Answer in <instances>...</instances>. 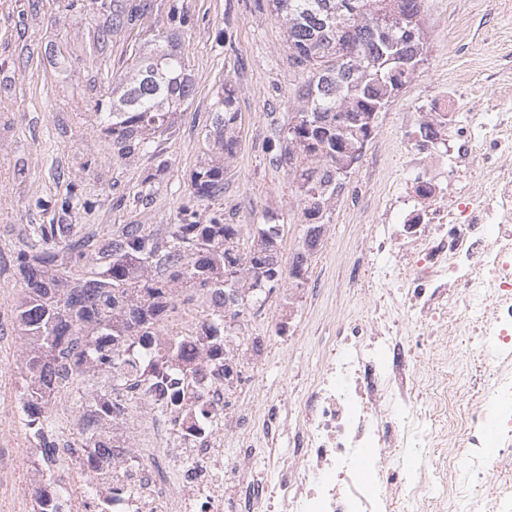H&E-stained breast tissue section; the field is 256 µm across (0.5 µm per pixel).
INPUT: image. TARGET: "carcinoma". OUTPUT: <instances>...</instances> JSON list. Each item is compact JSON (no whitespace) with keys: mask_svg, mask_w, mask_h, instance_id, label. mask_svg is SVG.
<instances>
[{"mask_svg":"<svg viewBox=\"0 0 512 512\" xmlns=\"http://www.w3.org/2000/svg\"><path fill=\"white\" fill-rule=\"evenodd\" d=\"M287 27L295 66L305 75L294 127L279 130L271 163L284 169L303 232L288 267L273 252L280 224L264 217L243 279L261 278L269 287L242 296L224 287V268L241 252L237 224L224 223V162L235 156L238 111L234 91L224 88L213 103L205 141L215 159L197 171L172 224H119L112 241L93 249V237L73 224H34L32 242L13 253L22 277L13 305L17 327L14 361L20 384V415L35 442L40 465L56 461L52 409L77 387L79 438L68 447L83 457L114 451L108 430L92 421L91 408L107 396L98 386L111 380L112 419L125 402L154 393L157 409L179 410L181 393L197 383L201 366L229 353L224 314L210 313L205 332L188 349L180 333L147 350L180 306L212 294L224 295L233 315L264 304L280 288L308 280L320 245L319 214L330 222L346 177L339 174L361 148L360 137L376 123L391 98L411 81L424 61L421 24L424 0H269ZM177 39L143 50L129 71L114 79L104 113L112 147L121 158L155 152L170 134L175 115L195 92Z\"/></svg>","mask_w":512,"mask_h":512,"instance_id":"cac0c4a2","label":"carcinoma"}]
</instances>
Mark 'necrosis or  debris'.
I'll return each mask as SVG.
<instances>
[{"instance_id": "4bbe7bcc", "label": "necrosis or debris", "mask_w": 512, "mask_h": 512, "mask_svg": "<svg viewBox=\"0 0 512 512\" xmlns=\"http://www.w3.org/2000/svg\"><path fill=\"white\" fill-rule=\"evenodd\" d=\"M455 95L430 100L420 146L453 140L448 165L478 170L461 202L434 198L371 253L407 246L408 288L333 322L326 358L299 399L235 418L237 460L224 458V378L183 397L178 419L146 395L113 422L127 446L82 468L133 490L113 512H512V102L448 123ZM402 309L406 319L393 316ZM276 471L267 482L252 461Z\"/></svg>"}]
</instances>
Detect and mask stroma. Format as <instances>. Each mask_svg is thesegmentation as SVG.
Here are the masks:
<instances>
[{
  "instance_id": "obj_1",
  "label": "stroma",
  "mask_w": 512,
  "mask_h": 512,
  "mask_svg": "<svg viewBox=\"0 0 512 512\" xmlns=\"http://www.w3.org/2000/svg\"><path fill=\"white\" fill-rule=\"evenodd\" d=\"M139 0H0V252L27 242L26 230L58 218L106 239L116 224H170L196 171L210 152L201 130L224 85L237 98L240 147L224 163V209L237 224L265 215L284 224L283 259H290L302 231L283 170L272 166L269 145L277 127L297 108L301 73L293 65L285 26L258 0H150L135 25L110 35L101 29L113 10ZM466 23V38H453ZM427 52L413 79L380 112L377 127L346 181L310 269L321 295L303 293L293 304L273 294L248 312L243 343L247 363L229 393L226 415L262 393L293 396L294 374L313 376L321 361L316 337L327 335L339 315L365 312L368 298H348L339 288L352 271L372 274L374 293L396 289L382 270L400 266L396 254L362 256L372 225L359 218L362 199L385 208V224L399 228L414 199L406 179L420 177L417 153L425 104L438 77H467L466 96L483 98L495 89L484 70L512 58V0H425ZM177 36L195 84V95L176 116L169 136L154 153L121 158L99 119L112 98L115 75L135 53L154 41ZM167 169L152 184L143 179L158 161ZM78 203L61 215L67 190ZM20 291L13 271L0 273V363L11 360L15 324L12 306ZM289 326L280 342L275 325ZM14 377H0V415L13 420L8 446L23 454L32 440L19 421Z\"/></svg>"
}]
</instances>
